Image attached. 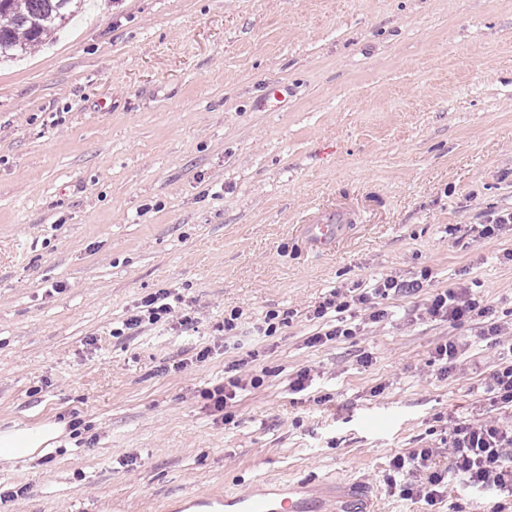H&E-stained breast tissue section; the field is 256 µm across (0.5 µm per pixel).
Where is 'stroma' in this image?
<instances>
[{"mask_svg": "<svg viewBox=\"0 0 512 512\" xmlns=\"http://www.w3.org/2000/svg\"><path fill=\"white\" fill-rule=\"evenodd\" d=\"M339 207L343 236L311 241ZM510 211L512 0H92L0 65V431L65 426L0 460V491L26 490L0 512H184L338 478L374 512H494L493 492L455 480L431 506L388 477L417 448L447 465L458 422L512 418L484 320L424 312L453 282L512 324V223L480 234ZM381 277L405 284L382 323L361 306L358 335L308 344L332 289ZM163 289L193 324L122 331ZM463 344H459L455 339H449L444 343L436 346L434 352V360L443 362L444 372L454 371L457 368L461 353L463 351ZM509 358H500L494 371L487 378V391L493 395V402L507 406L512 404V344ZM257 382L258 380L255 377H251L249 381L237 377L230 380L227 384L216 386L213 392L209 393V397L213 399L214 407L218 411L224 410L237 397L238 391H244L247 389L248 384L254 386Z\"/></svg>", "mask_w": 512, "mask_h": 512, "instance_id": "35a3bbf8", "label": "stroma"}]
</instances>
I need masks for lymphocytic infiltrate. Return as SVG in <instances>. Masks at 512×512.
Listing matches in <instances>:
<instances>
[{
	"instance_id": "obj_1",
	"label": "lymphocytic infiltrate",
	"mask_w": 512,
	"mask_h": 512,
	"mask_svg": "<svg viewBox=\"0 0 512 512\" xmlns=\"http://www.w3.org/2000/svg\"><path fill=\"white\" fill-rule=\"evenodd\" d=\"M399 282L391 277L375 279L355 295L331 291L313 311L323 325L309 339L310 344L323 345L339 337L356 335L357 327L348 323L346 314L354 307L370 305L372 300L388 297L399 290ZM435 320L463 323L475 317L488 318L487 336L490 347L502 346L503 327L492 321V310L484 305L470 288L456 285L437 291L425 309ZM436 451L420 448L392 457L389 467L399 477V493L403 498H420L427 503L440 500L452 479L465 481L469 488L491 491L512 497V424L496 418L480 422L462 421L451 433V452L446 467H438Z\"/></svg>"
}]
</instances>
